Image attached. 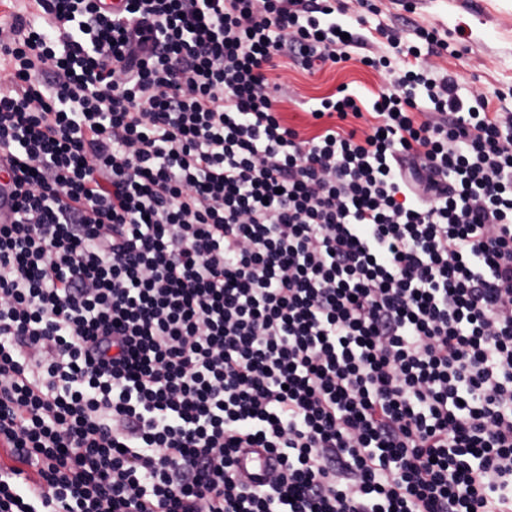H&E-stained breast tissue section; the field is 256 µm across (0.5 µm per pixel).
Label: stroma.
Returning <instances> with one entry per match:
<instances>
[{"label": "stroma", "mask_w": 512, "mask_h": 512, "mask_svg": "<svg viewBox=\"0 0 512 512\" xmlns=\"http://www.w3.org/2000/svg\"><path fill=\"white\" fill-rule=\"evenodd\" d=\"M376 11L366 14L360 0H343L346 19L365 17L367 48H385L377 24L400 28L433 26L446 35L450 46H462L460 56H428L438 74L452 73L462 90L476 89L490 101L491 109H512V0H373ZM270 77L279 86L278 111L284 123L301 135H315L319 127L310 115L315 98L348 84L354 94L371 99L385 87L382 72L351 60L310 74L292 57L280 60Z\"/></svg>", "instance_id": "35a3bbf8"}]
</instances>
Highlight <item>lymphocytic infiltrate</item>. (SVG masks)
<instances>
[{
  "label": "lymphocytic infiltrate",
  "mask_w": 512,
  "mask_h": 512,
  "mask_svg": "<svg viewBox=\"0 0 512 512\" xmlns=\"http://www.w3.org/2000/svg\"><path fill=\"white\" fill-rule=\"evenodd\" d=\"M0 41V512H512V114L332 0H36ZM385 73L285 125L279 56ZM271 461L257 485L239 464Z\"/></svg>",
  "instance_id": "1"
}]
</instances>
